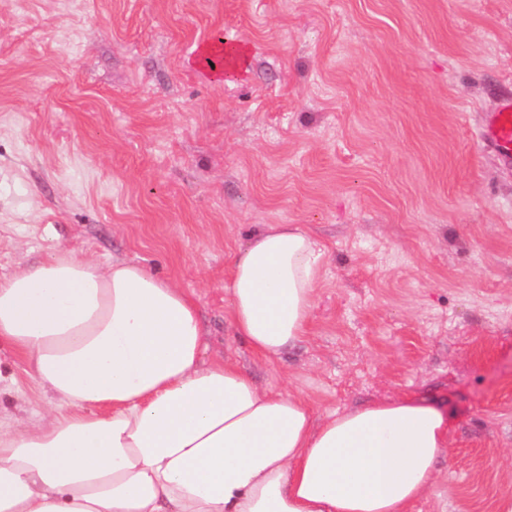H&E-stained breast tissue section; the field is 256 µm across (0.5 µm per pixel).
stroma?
I'll return each mask as SVG.
<instances>
[{
  "label": "stroma",
  "mask_w": 512,
  "mask_h": 512,
  "mask_svg": "<svg viewBox=\"0 0 512 512\" xmlns=\"http://www.w3.org/2000/svg\"><path fill=\"white\" fill-rule=\"evenodd\" d=\"M246 63H199L214 29ZM512 0H0V275L77 250L192 293L204 361L317 412L423 399L448 446L411 512L512 500ZM267 224L326 251L309 334L268 364L227 321ZM0 357V415L43 411ZM481 135L504 160L512 163V102L487 113Z\"/></svg>",
  "instance_id": "stroma-1"
}]
</instances>
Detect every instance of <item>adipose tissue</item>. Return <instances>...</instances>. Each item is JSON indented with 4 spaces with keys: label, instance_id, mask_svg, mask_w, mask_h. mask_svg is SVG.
<instances>
[{
    "label": "adipose tissue",
    "instance_id": "adipose-tissue-1",
    "mask_svg": "<svg viewBox=\"0 0 512 512\" xmlns=\"http://www.w3.org/2000/svg\"><path fill=\"white\" fill-rule=\"evenodd\" d=\"M324 257L299 224L233 253L230 324L255 356L306 336ZM1 346L48 407L0 418V512H408L447 446L425 401L319 418L205 362L193 295L133 261L70 251L0 277Z\"/></svg>",
    "mask_w": 512,
    "mask_h": 512
}]
</instances>
